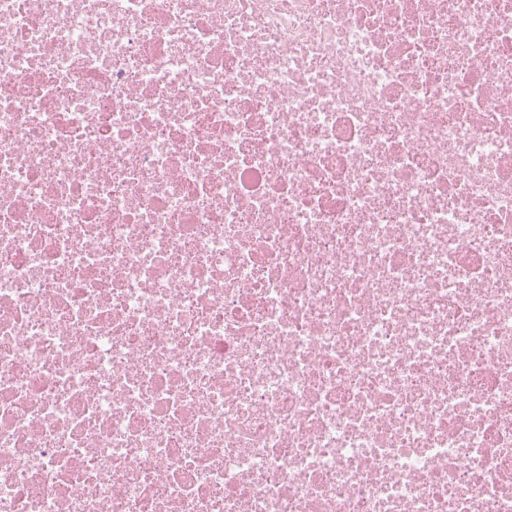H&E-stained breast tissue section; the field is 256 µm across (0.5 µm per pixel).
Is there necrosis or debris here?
I'll list each match as a JSON object with an SVG mask.
<instances>
[{"mask_svg": "<svg viewBox=\"0 0 512 512\" xmlns=\"http://www.w3.org/2000/svg\"><path fill=\"white\" fill-rule=\"evenodd\" d=\"M0 512H512V0H0Z\"/></svg>", "mask_w": 512, "mask_h": 512, "instance_id": "1", "label": "necrosis or debris"}]
</instances>
